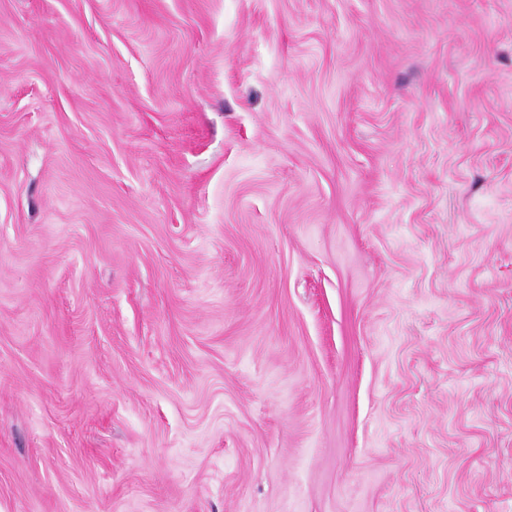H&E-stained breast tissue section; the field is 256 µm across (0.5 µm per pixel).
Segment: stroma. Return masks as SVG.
<instances>
[{"mask_svg": "<svg viewBox=\"0 0 512 512\" xmlns=\"http://www.w3.org/2000/svg\"><path fill=\"white\" fill-rule=\"evenodd\" d=\"M0 512H512V0H0Z\"/></svg>", "mask_w": 512, "mask_h": 512, "instance_id": "35a3bbf8", "label": "stroma"}]
</instances>
